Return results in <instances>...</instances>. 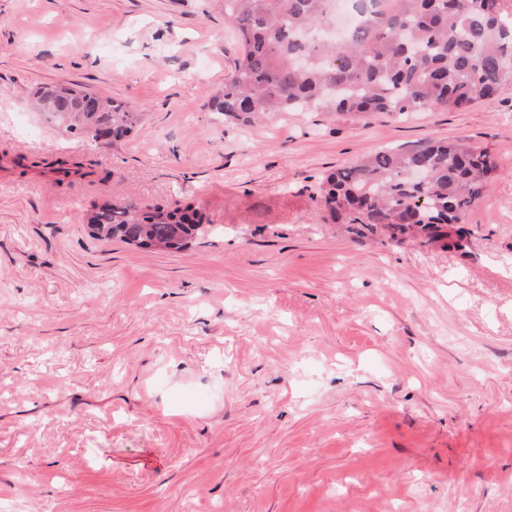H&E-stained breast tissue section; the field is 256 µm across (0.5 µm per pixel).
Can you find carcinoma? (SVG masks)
<instances>
[{"mask_svg": "<svg viewBox=\"0 0 512 512\" xmlns=\"http://www.w3.org/2000/svg\"><path fill=\"white\" fill-rule=\"evenodd\" d=\"M355 22L340 41L324 34L337 0H224V24L239 42L232 76L209 107L242 125L277 112H444L495 97L512 81V0H355ZM39 107L67 133L120 139L136 113L85 89L56 86ZM69 185L92 175L76 161L31 163ZM497 170L486 151L428 140L374 150L321 183L342 224L401 232L416 224L428 241L460 247L465 213ZM97 239L143 249L181 250L209 228L192 205L139 207L92 201Z\"/></svg>", "mask_w": 512, "mask_h": 512, "instance_id": "1", "label": "carcinoma"}]
</instances>
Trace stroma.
Instances as JSON below:
<instances>
[{
  "mask_svg": "<svg viewBox=\"0 0 512 512\" xmlns=\"http://www.w3.org/2000/svg\"><path fill=\"white\" fill-rule=\"evenodd\" d=\"M224 0H0V502L11 512H512V83L464 110L207 106ZM76 83L138 112L88 143L35 108ZM427 138L497 164L461 248L331 220L322 178ZM66 155L56 186L13 156ZM119 193L210 231L89 234ZM41 164L45 165L44 169H49L50 171L59 174V177L55 179V183L58 186H62L64 184L70 185L75 180H83L94 174L93 171H86L83 165L79 162L60 159L51 163L44 160H41L40 162H31V165H26L22 162L19 163L18 166L22 168H29L40 167Z\"/></svg>",
  "mask_w": 512,
  "mask_h": 512,
  "instance_id": "1",
  "label": "stroma"
}]
</instances>
